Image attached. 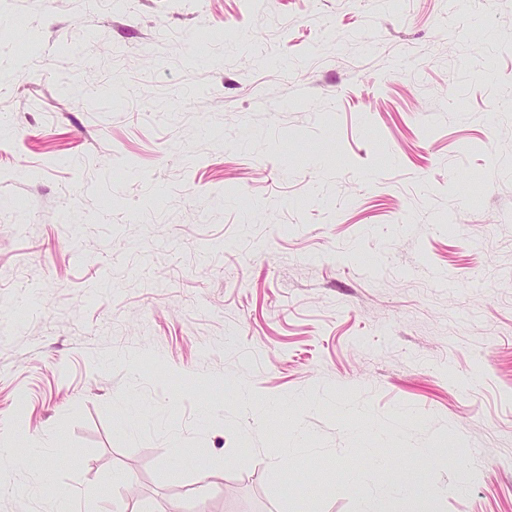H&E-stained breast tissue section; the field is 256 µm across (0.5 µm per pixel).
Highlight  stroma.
<instances>
[{"label":"stroma","mask_w":512,"mask_h":512,"mask_svg":"<svg viewBox=\"0 0 512 512\" xmlns=\"http://www.w3.org/2000/svg\"><path fill=\"white\" fill-rule=\"evenodd\" d=\"M0 75V512H512V0H0ZM364 453L372 470L385 478L388 491L379 495H362L358 512H392L390 506L396 498L410 503V512L436 511L425 475L420 469L412 473L402 472L383 448H368Z\"/></svg>","instance_id":"stroma-1"}]
</instances>
